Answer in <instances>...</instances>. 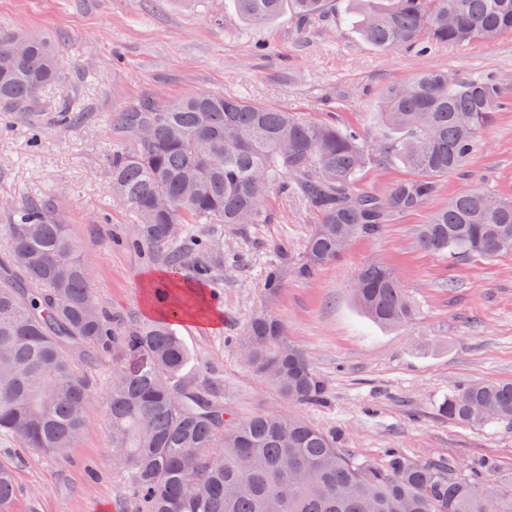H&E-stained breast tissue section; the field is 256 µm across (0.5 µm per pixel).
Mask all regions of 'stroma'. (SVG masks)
Masks as SVG:
<instances>
[{"instance_id": "obj_1", "label": "stroma", "mask_w": 512, "mask_h": 512, "mask_svg": "<svg viewBox=\"0 0 512 512\" xmlns=\"http://www.w3.org/2000/svg\"><path fill=\"white\" fill-rule=\"evenodd\" d=\"M343 0L320 18L291 13L257 26L233 0H0V29L47 38L63 58L57 84L27 109L0 112V237L14 210L38 201L69 224L98 301L133 323L147 322V277L159 262L129 245L134 215L108 194L115 113L140 99L164 101L217 92L283 106L314 121L353 125L369 138L384 132L383 89L411 81L423 67L512 83V34L492 42L437 44L427 55L379 50L341 23ZM86 118L65 122L64 107ZM466 173L416 211L390 218L375 237L352 241L313 276L288 277L274 311L289 340L324 380L320 406L287 403L246 365L239 337L266 303L268 270L301 256L316 222L304 199L270 193L271 219L244 232L225 230L224 264L204 285L218 327L186 319L178 334L195 376L224 381V405L237 417L268 410L300 415L340 432L347 449L381 463L397 448L415 460L449 458L466 469L481 458L512 471V426L450 422L439 404L467 381L512 382V255L458 260L424 250L416 230L428 213L466 187L512 195V109L497 114ZM390 264L419 308L410 329L379 326L352 292L364 262ZM83 372L95 393L79 441L58 455L0 435V458L17 481L11 512H132L115 467L110 423L99 397L112 372L103 356Z\"/></svg>"}]
</instances>
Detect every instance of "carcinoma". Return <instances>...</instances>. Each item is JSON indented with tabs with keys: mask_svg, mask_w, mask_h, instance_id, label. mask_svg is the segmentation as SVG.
Segmentation results:
<instances>
[{
	"mask_svg": "<svg viewBox=\"0 0 512 512\" xmlns=\"http://www.w3.org/2000/svg\"><path fill=\"white\" fill-rule=\"evenodd\" d=\"M261 25L291 10L306 20L330 0H233ZM363 39L381 50L422 55L434 44L492 41L512 32V0H348ZM46 40L0 32V105L22 110L58 76ZM512 97L496 76L423 69L383 92L379 120L395 137L385 156L408 175L383 193L359 188L375 164L356 128L306 119L273 105L222 93L136 101L112 119L125 145L112 152L109 191L137 226L129 245L177 275L158 290L170 316L124 323L98 304L68 225L31 204L0 246V435L55 453L82 435L92 390L75 358L90 366L112 354L104 393L112 457L130 483L134 512H512V475L487 502L489 461L459 473L451 459L418 461L388 450L381 466L344 449L343 440L280 411L234 418L223 385H200L173 325L191 292L224 257V228L270 220L272 191L302 197L318 216L303 254L266 274L275 299L287 274L309 278L339 259L354 239L380 234L390 217L439 195L442 178L482 147V131ZM209 230L196 232L193 226ZM418 244L456 258L512 254V196L465 189L420 226ZM361 310L388 328L415 324L414 300L386 262L355 272ZM246 364L284 400L320 406L324 381L271 311H256L244 332ZM439 414L456 423L512 424V382L469 381ZM14 494L13 467L0 461V512Z\"/></svg>",
	"mask_w": 512,
	"mask_h": 512,
	"instance_id": "carcinoma-1",
	"label": "carcinoma"
}]
</instances>
